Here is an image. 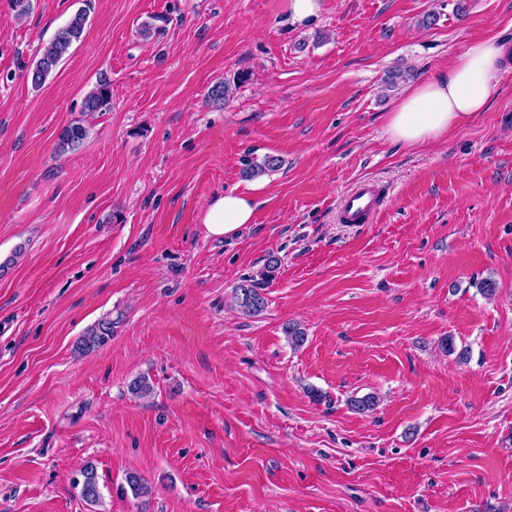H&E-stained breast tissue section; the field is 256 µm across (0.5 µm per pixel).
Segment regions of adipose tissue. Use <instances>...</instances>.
<instances>
[{"label":"adipose tissue","mask_w":512,"mask_h":512,"mask_svg":"<svg viewBox=\"0 0 512 512\" xmlns=\"http://www.w3.org/2000/svg\"><path fill=\"white\" fill-rule=\"evenodd\" d=\"M512 62V43L491 37L469 44L447 73L415 85L395 103L387 132L396 142L415 146L447 137L474 113L484 111L502 66ZM253 199L230 191L207 205L203 224L209 237L229 239L251 223Z\"/></svg>","instance_id":"1"}]
</instances>
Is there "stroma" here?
I'll use <instances>...</instances> for the list:
<instances>
[{"label":"stroma","mask_w":512,"mask_h":512,"mask_svg":"<svg viewBox=\"0 0 512 512\" xmlns=\"http://www.w3.org/2000/svg\"><path fill=\"white\" fill-rule=\"evenodd\" d=\"M288 2L29 0L20 17L0 0V512H512V68L444 141L386 132L465 46L512 37V0L462 17L323 0L306 29ZM83 7L81 41L33 87L39 46ZM103 79L111 110L57 152ZM267 155L276 172L243 177ZM364 179L383 209L339 223ZM229 190L255 196L253 221L208 237ZM246 279L254 317L231 307ZM106 314L112 338L78 354ZM366 394L376 409L351 410ZM89 465L97 506L75 486ZM84 118L75 119L66 125L58 135L57 147L61 151L79 146L87 137L88 129ZM262 288L254 280H243L233 289L232 302L236 309L245 316H256L266 306Z\"/></svg>","instance_id":"stroma-1"}]
</instances>
